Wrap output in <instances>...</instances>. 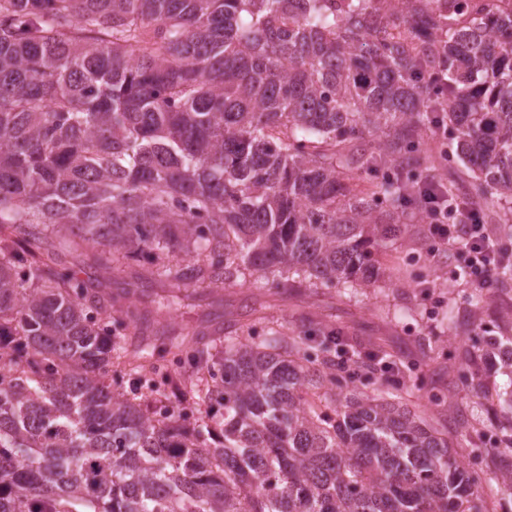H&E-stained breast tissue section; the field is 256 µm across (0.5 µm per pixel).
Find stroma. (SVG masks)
Returning a JSON list of instances; mask_svg holds the SVG:
<instances>
[{
    "label": "stroma",
    "mask_w": 512,
    "mask_h": 512,
    "mask_svg": "<svg viewBox=\"0 0 512 512\" xmlns=\"http://www.w3.org/2000/svg\"><path fill=\"white\" fill-rule=\"evenodd\" d=\"M424 145L433 172L465 194V170L444 158L450 136L425 134ZM379 260L386 276L377 288H310L294 275L289 289L282 290L277 277L254 275L223 294L196 295L161 311L149 297L122 295L116 307L159 311L166 330L176 333L208 332L232 321L239 325V336H260L278 322L296 337L309 322H324L340 329L360 352L386 350L394 369L360 371L352 389L400 401L447 433L458 459L468 462L487 492L488 503L496 512H512V495L494 489L496 473L512 463V452L500 447L503 433L512 428V407L505 402L512 376L490 358L470 361L479 351L478 337L512 335V280L479 293L453 279L450 272L461 261L457 249L432 242L419 224L413 225L409 243L389 240ZM475 317L480 320L476 329L470 326ZM469 366L478 371L481 395H474L461 375ZM436 395L442 404L433 403Z\"/></svg>",
    "instance_id": "obj_1"
}]
</instances>
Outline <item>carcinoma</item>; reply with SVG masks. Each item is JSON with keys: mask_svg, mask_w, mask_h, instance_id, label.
<instances>
[{"mask_svg": "<svg viewBox=\"0 0 512 512\" xmlns=\"http://www.w3.org/2000/svg\"><path fill=\"white\" fill-rule=\"evenodd\" d=\"M437 4L0 0V512H486L447 438L343 393L350 348L322 322L171 338L200 416L157 424L180 410L108 382L145 321L94 286L141 255L167 299L291 270L373 288L425 221L424 127L512 214V11ZM85 243L95 265L59 266ZM487 345L512 372V338Z\"/></svg>", "mask_w": 512, "mask_h": 512, "instance_id": "obj_1", "label": "carcinoma"}]
</instances>
